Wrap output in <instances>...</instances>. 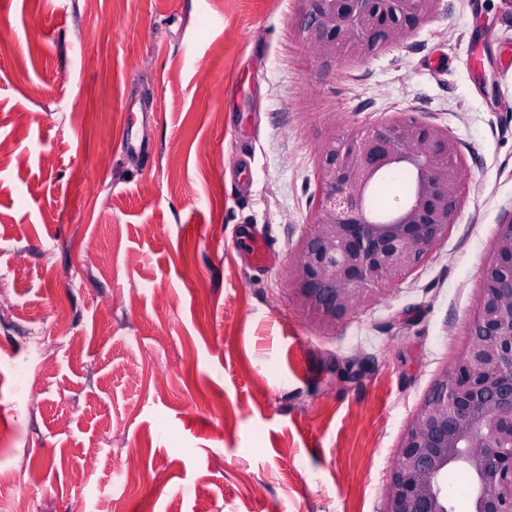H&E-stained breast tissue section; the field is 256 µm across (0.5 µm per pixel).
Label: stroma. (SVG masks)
Instances as JSON below:
<instances>
[{
	"label": "stroma",
	"mask_w": 512,
	"mask_h": 512,
	"mask_svg": "<svg viewBox=\"0 0 512 512\" xmlns=\"http://www.w3.org/2000/svg\"><path fill=\"white\" fill-rule=\"evenodd\" d=\"M299 8L0 0V143L20 158L0 165V512H383L512 216V0H437L402 44L336 62ZM403 115L457 140L459 220L317 319L292 289L315 147ZM256 234L273 265L247 261Z\"/></svg>",
	"instance_id": "35a3bbf8"
}]
</instances>
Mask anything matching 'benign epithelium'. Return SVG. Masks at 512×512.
I'll return each instance as SVG.
<instances>
[{
  "label": "benign epithelium",
  "mask_w": 512,
  "mask_h": 512,
  "mask_svg": "<svg viewBox=\"0 0 512 512\" xmlns=\"http://www.w3.org/2000/svg\"><path fill=\"white\" fill-rule=\"evenodd\" d=\"M297 29L321 60L404 42L437 0H299ZM321 202L297 251L293 289L334 321L415 270L458 223L462 164L448 129L399 117L316 147ZM410 178L404 202L383 211L372 191L388 173ZM469 342L410 424L383 512H455L448 472L468 477L467 512H512V215L497 225L482 268Z\"/></svg>",
  "instance_id": "obj_1"
}]
</instances>
